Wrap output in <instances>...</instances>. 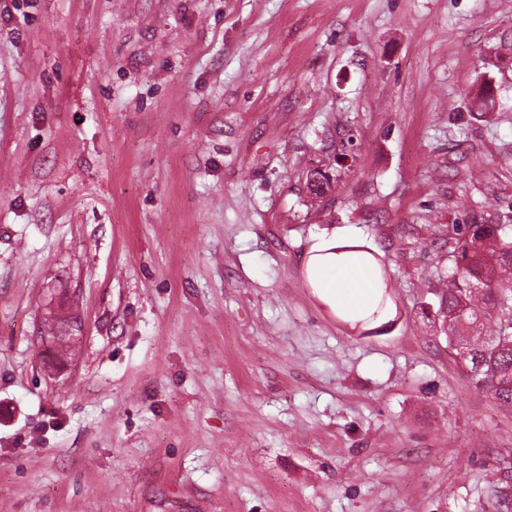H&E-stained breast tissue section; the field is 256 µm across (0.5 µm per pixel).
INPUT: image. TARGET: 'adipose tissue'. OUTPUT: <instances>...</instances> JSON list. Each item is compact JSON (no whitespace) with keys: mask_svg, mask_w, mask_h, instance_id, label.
Wrapping results in <instances>:
<instances>
[{"mask_svg":"<svg viewBox=\"0 0 512 512\" xmlns=\"http://www.w3.org/2000/svg\"><path fill=\"white\" fill-rule=\"evenodd\" d=\"M307 274L311 286L330 305L365 312L373 304L375 283L365 278L353 253L336 252L334 243H318Z\"/></svg>","mask_w":512,"mask_h":512,"instance_id":"ef3b65f1","label":"adipose tissue"}]
</instances>
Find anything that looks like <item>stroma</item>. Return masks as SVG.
I'll list each match as a JSON object with an SVG mask.
<instances>
[{"mask_svg": "<svg viewBox=\"0 0 512 512\" xmlns=\"http://www.w3.org/2000/svg\"><path fill=\"white\" fill-rule=\"evenodd\" d=\"M459 224L512 225V0H0V503L512 512L427 324ZM347 229L370 323L305 277Z\"/></svg>", "mask_w": 512, "mask_h": 512, "instance_id": "stroma-1", "label": "stroma"}]
</instances>
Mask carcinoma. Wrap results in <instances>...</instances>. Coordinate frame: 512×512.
Segmentation results:
<instances>
[{"label":"carcinoma","instance_id":"carcinoma-1","mask_svg":"<svg viewBox=\"0 0 512 512\" xmlns=\"http://www.w3.org/2000/svg\"><path fill=\"white\" fill-rule=\"evenodd\" d=\"M456 231L454 266L438 309L442 331L451 344L466 342L474 387L512 408V240L491 224Z\"/></svg>","mask_w":512,"mask_h":512}]
</instances>
